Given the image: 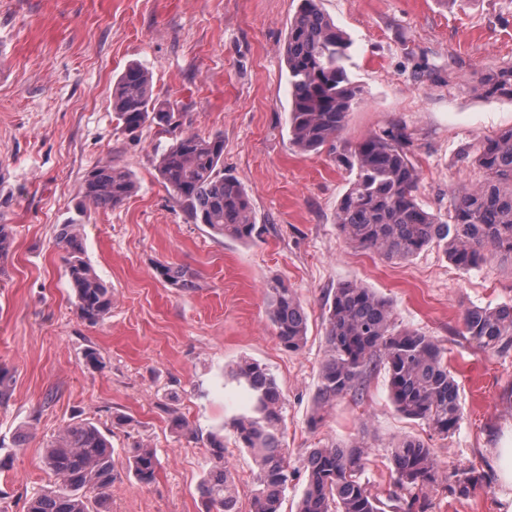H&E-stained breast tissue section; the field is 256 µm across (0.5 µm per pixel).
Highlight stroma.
I'll list each match as a JSON object with an SVG mask.
<instances>
[{"instance_id": "1", "label": "stroma", "mask_w": 512, "mask_h": 512, "mask_svg": "<svg viewBox=\"0 0 512 512\" xmlns=\"http://www.w3.org/2000/svg\"><path fill=\"white\" fill-rule=\"evenodd\" d=\"M298 0H0V224L13 245L0 262V364L13 374L0 405V512H24L47 487L40 464L51 437L73 418L96 424L114 457L142 442L161 465L153 484L123 471L110 512H203L205 436L224 438L238 496L249 512L256 465L229 426L246 411L230 377L242 359L266 367L283 397L284 444L294 476L283 512H295L306 485L302 460L326 443H364L374 491L390 485L387 449L404 435L433 448L439 481L428 512H500L488 455L512 434V350L482 351L461 336L465 309L512 304V263L456 268L438 249L401 263L355 249L336 227V203L350 179L328 152L302 153L288 136V21ZM346 32L350 78L362 99L336 141L337 152L390 123L404 125L420 168L418 196L446 214L451 188L469 184L459 159L478 138L512 127V97L489 95L478 80L512 67V0H321ZM132 63L152 71L159 98L187 113L192 129L224 137V171L248 191L262 233L249 243L191 223L161 183L156 165L168 143L154 129L130 136L112 112V89ZM112 160L138 191L123 205L83 203L86 173ZM83 227L85 258L112 288L98 325L78 315L56 244L58 225ZM158 263L182 266L198 288L157 277ZM295 288L308 315V340L289 352L266 314L265 286ZM355 281L388 299L403 326L448 350L463 409L442 436L400 415L377 369L362 401L347 397L313 412L325 357V301ZM95 347L103 365L86 364ZM170 403L193 425L186 442L162 411ZM126 416L116 424V416ZM27 432L17 444L19 432ZM476 468L482 487L450 495L448 473Z\"/></svg>"}]
</instances>
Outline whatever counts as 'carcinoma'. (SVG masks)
<instances>
[{
  "instance_id": "obj_1",
  "label": "carcinoma",
  "mask_w": 512,
  "mask_h": 512,
  "mask_svg": "<svg viewBox=\"0 0 512 512\" xmlns=\"http://www.w3.org/2000/svg\"><path fill=\"white\" fill-rule=\"evenodd\" d=\"M319 0H300L288 23L285 64L291 88L290 140L303 153L334 143L362 89L347 70L351 42L321 11ZM487 94H512V68L480 79ZM112 112L130 135L153 126L172 143L161 153L158 174L178 206L194 224L219 236L251 241L255 224L250 197L242 184L224 174V136L189 130L187 113L154 95L153 75L130 64L119 75ZM474 171L470 185L450 194L447 219L426 209L418 198L420 171L405 126L375 131L337 157L354 173L336 208V226L353 247L388 261H407L436 247L464 271L480 270L494 259L512 261V127L478 139L461 156ZM137 190L126 169L106 162L84 180V202L95 208L122 205ZM57 246L74 290L79 317L97 325L112 309V288L84 259L82 225H59ZM156 273L175 288L198 287L182 266L159 264ZM267 316L279 343L290 352L307 341V316L297 292L282 281L267 286ZM461 335L481 350L512 348V304L473 306L463 314ZM326 357L315 393L316 413L349 394H358L378 367L388 377L391 401L405 418L425 423L439 435L454 433L462 419L458 385L448 368L446 348L434 337L400 326L391 302L353 281L332 289L324 318ZM231 378L249 395L251 412L230 421L236 440L257 464L251 512H280L281 496L292 476L282 443L281 392L261 364L243 361ZM171 427L189 442L197 431L173 405L165 404ZM210 467L199 484L205 512H238L237 497L224 455V439H207ZM392 489L386 498L363 480L368 452L358 442L311 449L304 458L306 485L297 512H427L428 492L438 483L433 449L405 437L387 449ZM52 488L33 495L26 512H108V490L120 475L107 436L92 422L73 420L43 448ZM160 465L155 449L139 442L129 450L128 467L138 482L155 481ZM482 483L474 471L448 473V491L467 497Z\"/></svg>"
}]
</instances>
